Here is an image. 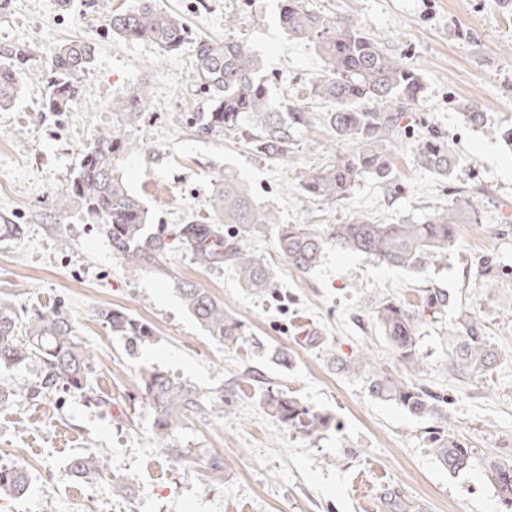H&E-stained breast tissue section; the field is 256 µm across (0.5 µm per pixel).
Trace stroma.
Instances as JSON below:
<instances>
[{
	"instance_id": "stroma-1",
	"label": "stroma",
	"mask_w": 512,
	"mask_h": 512,
	"mask_svg": "<svg viewBox=\"0 0 512 512\" xmlns=\"http://www.w3.org/2000/svg\"><path fill=\"white\" fill-rule=\"evenodd\" d=\"M101 2L10 0L0 10V45L24 43L35 55L23 96L0 108V224L24 227L0 242V297L29 310L63 304L95 355L91 394L62 391L0 406V466L18 463L28 474L22 494L0 498V512H501L480 467L451 474L436 461L435 418L373 397L365 376L343 364L366 352L400 371L372 313L390 298L411 304L419 317L412 381L449 398L448 425L477 455L512 461V152L499 138L500 127L512 125V0H308L324 17L352 18L424 83L401 122L390 180L363 177L337 203L306 197L296 179L297 170L331 156L336 138L324 121L296 135L284 167L237 134L192 128L208 99L192 78L202 37L244 42L262 57L272 93L305 98L322 62L311 43L279 27L281 0H155L187 28L176 55L147 41L113 40ZM228 15L234 27H225ZM70 38L96 49L82 97L70 111H41L51 51ZM140 83L153 96L127 134L154 155L124 157L119 170L151 224L204 214L213 177L227 168L277 210L279 224L324 231L357 214L381 224L421 221L460 199L476 221L459 225L447 260L423 274L333 248L302 272L279 253V224H271L250 240L277 273L265 294L240 287L230 268L202 270L177 250L167 272L127 276L85 211L57 213L52 198L90 140L123 125L113 96ZM471 105L484 112L482 125L466 120ZM431 131L463 159L449 178L414 157L415 141ZM177 276L222 299L245 324V341L228 348L208 336L185 309ZM426 288L448 292L445 312L422 307ZM111 307L149 324L153 339L128 350L97 315ZM463 313L484 321L500 359L486 376L458 380L448 372V347ZM275 347L288 350L289 367L268 358ZM154 367L233 400L223 417L182 424L178 460L155 439L139 391L141 371ZM272 386L331 416V425L311 436L288 429L260 402ZM88 455L103 456L107 469L77 478L71 463ZM215 456L224 461L219 477L208 470ZM116 475L128 478L127 488L114 486Z\"/></svg>"
}]
</instances>
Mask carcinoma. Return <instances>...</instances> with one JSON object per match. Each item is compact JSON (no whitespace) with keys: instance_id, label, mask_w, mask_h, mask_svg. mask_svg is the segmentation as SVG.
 Segmentation results:
<instances>
[{"instance_id":"1","label":"carcinoma","mask_w":512,"mask_h":512,"mask_svg":"<svg viewBox=\"0 0 512 512\" xmlns=\"http://www.w3.org/2000/svg\"><path fill=\"white\" fill-rule=\"evenodd\" d=\"M105 21L114 40H147L167 54L180 52L184 44L180 18L158 10L153 0H139L133 9H111ZM278 23L290 38L313 44L322 72L312 82L310 93L329 104L324 121L336 140L346 144L324 166L298 172L305 196L342 201L365 175L387 181L403 111L423 91L419 75L384 51L357 23L345 17L327 19L313 12L307 0H282ZM94 54L95 50L81 40H69L54 48L53 79L42 111H69L81 96L80 75ZM31 61L26 45L0 46V107L21 95L25 68ZM194 77L209 95L207 111L194 118L196 133L238 130L256 153L273 164L288 165L294 131L309 126L313 118L304 104L271 94L257 53L242 42L202 39L195 48ZM151 97L152 90L146 84L130 87L112 98V111L132 124ZM413 152L422 169L441 177H450L460 163L439 134L417 140ZM127 154L144 156L148 149L118 130L95 135L85 148L77 175L55 193L53 203L59 213L76 204L81 206L131 276L147 269H163L168 253L175 248L204 270L227 264L241 287L265 290L273 284L276 273L253 255L249 237L266 224L278 225L279 252L302 271L314 268L333 247L373 257L388 266L423 272L448 259V251L456 244L457 225L473 224L476 218L462 200L421 222L375 224L354 215L322 233L305 224L279 223L277 212L260 205L238 176L221 171L214 176L207 215H194L181 224L154 230L141 199L130 191L117 168L118 160ZM175 282L186 307L209 336L226 346L236 347L244 341L245 325L224 308V301L188 281L177 278ZM448 301V292L441 288H427L421 295V302L434 314L447 309ZM99 316L112 335L132 343L153 337L148 324L125 311L108 308ZM373 319L402 368L411 371L418 361L414 310L392 298L373 311ZM497 359L480 318L461 315L451 340L448 372L461 377L482 376L494 368ZM93 361L94 354L77 336L75 322L66 310L53 306L26 312L12 300L0 299V368L37 367L35 380L21 391L0 377V404L22 394L40 399L61 389L89 393ZM357 367L367 376L373 396L413 414L448 421L440 406L442 400L409 378L393 374L364 356L357 359ZM139 390L153 411L154 437L176 458L182 456L175 444L182 422L209 419L224 411V393L202 392L158 369L141 372ZM261 401L282 424L306 435L330 426V416L307 407L285 389H267ZM431 443L435 459L450 473L479 465L499 501L512 512V462L481 458L465 439L452 432L433 433ZM105 469L104 458L97 455L72 462L73 473L81 479ZM26 487L24 468L0 467V495H18Z\"/></svg>"}]
</instances>
